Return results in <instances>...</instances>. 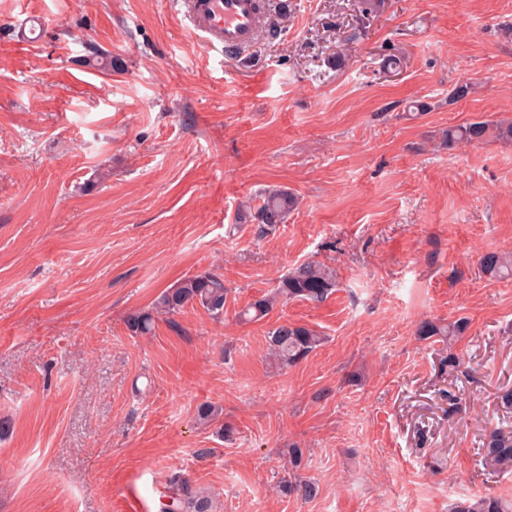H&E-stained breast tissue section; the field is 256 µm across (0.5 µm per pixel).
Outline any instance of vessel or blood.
Listing matches in <instances>:
<instances>
[{"label":"vessel or blood","instance_id":"obj_1","mask_svg":"<svg viewBox=\"0 0 512 512\" xmlns=\"http://www.w3.org/2000/svg\"><path fill=\"white\" fill-rule=\"evenodd\" d=\"M194 32L225 51L246 49L258 36V0H180Z\"/></svg>","mask_w":512,"mask_h":512}]
</instances>
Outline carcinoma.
<instances>
[{"instance_id": "cac0c4a2", "label": "carcinoma", "mask_w": 512, "mask_h": 512, "mask_svg": "<svg viewBox=\"0 0 512 512\" xmlns=\"http://www.w3.org/2000/svg\"><path fill=\"white\" fill-rule=\"evenodd\" d=\"M512 143V121L478 120L465 125L452 126L444 134L448 148L458 145H474L487 141ZM298 205L297 196L292 192L271 188L265 190L259 203L247 205L244 220L257 225V232L263 235L274 230L288 220V215ZM481 270L491 278L512 276V255L489 252L481 258ZM336 287L334 271L316 261H307L294 267L282 277L274 296L264 297L251 303L239 313V317L248 322L259 321L267 316L277 297L286 299L322 302ZM228 288L224 285V276L204 271L185 277L164 289L148 310L131 313L126 326L134 336H146L155 329L156 315L172 316L188 306H200L214 320L224 318ZM463 322L438 325L432 321H423L417 328V335L430 339L435 336H458L465 331ZM324 338L306 325L291 323L280 324L268 332V353L274 362L286 367L305 358L323 343ZM482 461L492 467L512 464V423L508 422L491 430L485 435L479 447ZM282 491L310 498L315 493V485L297 475L283 477ZM170 502L164 504L169 512H208V500L200 497L186 481L175 486L169 496ZM457 512H512V503L498 499L476 498L459 506Z\"/></svg>"}]
</instances>
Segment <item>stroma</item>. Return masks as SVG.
I'll use <instances>...</instances> for the list:
<instances>
[{"label":"stroma","mask_w":512,"mask_h":512,"mask_svg":"<svg viewBox=\"0 0 512 512\" xmlns=\"http://www.w3.org/2000/svg\"><path fill=\"white\" fill-rule=\"evenodd\" d=\"M371 2L288 0L240 56L175 0H0V512H161L173 477L210 512L512 500V466L478 454L512 418V278L480 268L512 254V144L442 143L512 120V0ZM95 48L115 70L81 65ZM273 186L299 205L261 237L240 214ZM309 260L336 272L324 302L238 321ZM206 270L223 321L131 335ZM460 319L453 343L416 334ZM287 322L325 341L279 369ZM290 448L313 498L277 489ZM512 143V121L478 120L465 125L448 127L444 141L448 149L458 145H474L487 141Z\"/></svg>","instance_id":"stroma-1"}]
</instances>
